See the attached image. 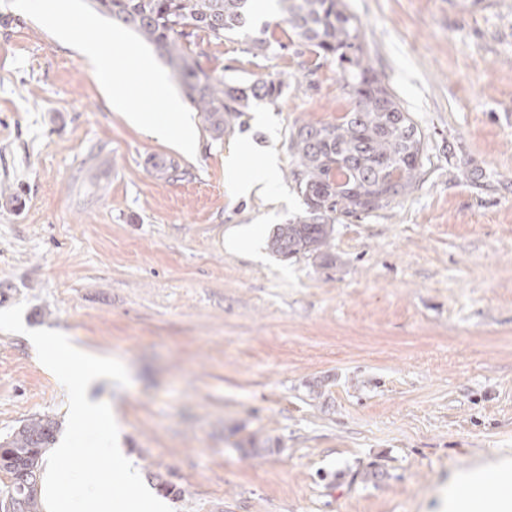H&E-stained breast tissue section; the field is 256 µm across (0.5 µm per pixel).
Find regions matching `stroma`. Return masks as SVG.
Instances as JSON below:
<instances>
[{
  "mask_svg": "<svg viewBox=\"0 0 512 512\" xmlns=\"http://www.w3.org/2000/svg\"><path fill=\"white\" fill-rule=\"evenodd\" d=\"M345 2L424 135L421 180L335 224L328 258L255 262L224 230L303 213L288 140L347 110L335 64L310 60L223 140L193 112L189 157L0 0V310L126 365L129 386L97 392L173 512H437L454 472L512 456V0ZM189 52L245 83L299 62L238 36ZM241 140L274 149V196L229 192ZM63 405L27 337L0 331V441Z\"/></svg>",
  "mask_w": 512,
  "mask_h": 512,
  "instance_id": "obj_1",
  "label": "stroma"
}]
</instances>
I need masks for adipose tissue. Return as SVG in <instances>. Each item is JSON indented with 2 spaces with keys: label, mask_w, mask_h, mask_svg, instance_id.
Segmentation results:
<instances>
[{
  "label": "adipose tissue",
  "mask_w": 512,
  "mask_h": 512,
  "mask_svg": "<svg viewBox=\"0 0 512 512\" xmlns=\"http://www.w3.org/2000/svg\"><path fill=\"white\" fill-rule=\"evenodd\" d=\"M263 161H256V154ZM276 177V159L271 150H260L251 143L239 144L228 152L224 160V181L239 195L262 194L273 185ZM480 475L459 472L448 483L447 512H512V491L502 498L466 499L465 493L474 489Z\"/></svg>",
  "instance_id": "obj_1"
}]
</instances>
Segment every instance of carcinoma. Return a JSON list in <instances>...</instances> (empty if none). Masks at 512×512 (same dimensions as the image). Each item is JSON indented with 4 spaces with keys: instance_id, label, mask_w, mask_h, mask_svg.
<instances>
[{
    "instance_id": "1",
    "label": "carcinoma",
    "mask_w": 512,
    "mask_h": 512,
    "mask_svg": "<svg viewBox=\"0 0 512 512\" xmlns=\"http://www.w3.org/2000/svg\"><path fill=\"white\" fill-rule=\"evenodd\" d=\"M256 0H91L119 25L134 30L167 58L191 106L202 113L215 140L224 137L253 99L275 101L285 81L260 79L249 85L213 77L186 52L204 33L222 41L244 35L254 55L267 56L296 45L340 70L350 104L334 122L295 124L288 150L291 175L306 206L304 214L277 225L271 251L284 259L328 257L332 225L382 209L415 188L424 165V135L396 95L369 63L360 21L344 0H277L280 14L256 26ZM288 27L284 43L270 28ZM55 421L42 416L11 434L5 447L30 454V476L22 481L12 464L0 461V494L13 492L21 512H36L43 450L52 444Z\"/></svg>"
}]
</instances>
